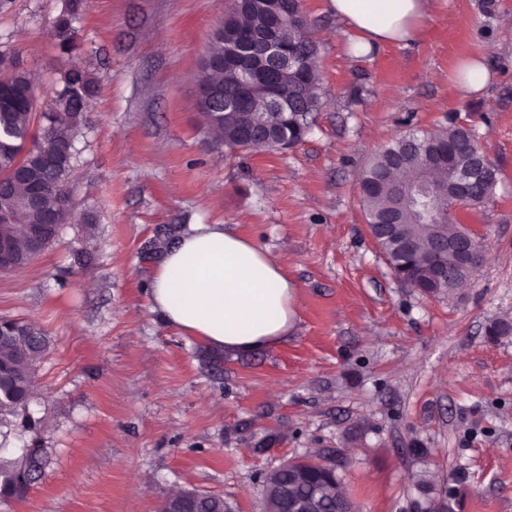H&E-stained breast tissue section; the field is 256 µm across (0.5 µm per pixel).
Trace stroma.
<instances>
[{
	"mask_svg": "<svg viewBox=\"0 0 512 512\" xmlns=\"http://www.w3.org/2000/svg\"><path fill=\"white\" fill-rule=\"evenodd\" d=\"M63 0H0V51L54 98ZM322 104L302 142L237 151L197 107L224 0H88L74 24L99 93L76 140L73 216L0 272V319L52 344L36 376L44 478L0 512H158L177 490L265 512L262 481L336 465L354 512H512V0H435L418 38L363 55L329 0H300ZM480 57L486 87L459 91ZM497 171L458 220L485 261L453 295L399 281L367 231L358 175L391 139L448 120ZM93 214L94 223L82 217ZM221 224L278 254L298 296L286 341L233 356L150 301L158 238Z\"/></svg>",
	"mask_w": 512,
	"mask_h": 512,
	"instance_id": "obj_1",
	"label": "stroma"
}]
</instances>
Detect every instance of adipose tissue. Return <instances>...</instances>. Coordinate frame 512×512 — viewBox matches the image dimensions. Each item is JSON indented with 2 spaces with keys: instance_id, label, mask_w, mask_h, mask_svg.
<instances>
[{
  "instance_id": "adipose-tissue-1",
  "label": "adipose tissue",
  "mask_w": 512,
  "mask_h": 512,
  "mask_svg": "<svg viewBox=\"0 0 512 512\" xmlns=\"http://www.w3.org/2000/svg\"><path fill=\"white\" fill-rule=\"evenodd\" d=\"M433 0H330V8L367 49L418 35ZM155 310L185 334L230 353L284 341L296 291L273 251L221 224H194L155 268Z\"/></svg>"
}]
</instances>
